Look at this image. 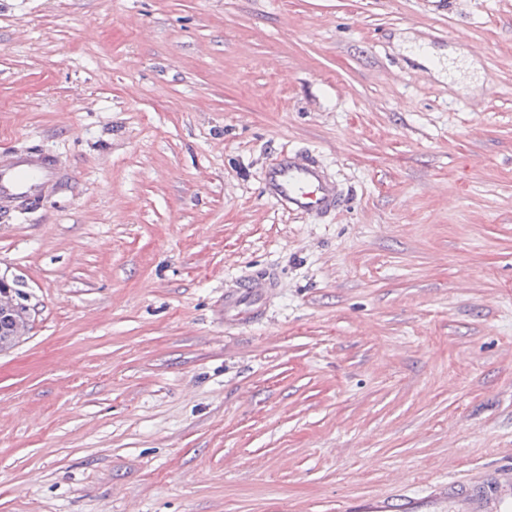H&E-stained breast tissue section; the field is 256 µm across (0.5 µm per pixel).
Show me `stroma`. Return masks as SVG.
<instances>
[{
	"label": "stroma",
	"mask_w": 512,
	"mask_h": 512,
	"mask_svg": "<svg viewBox=\"0 0 512 512\" xmlns=\"http://www.w3.org/2000/svg\"><path fill=\"white\" fill-rule=\"evenodd\" d=\"M429 49L441 75L413 59ZM0 512H498L512 489V0H0ZM318 153L322 222L261 172ZM283 282L224 325V285ZM263 191L280 209L313 221L330 217L346 203L347 194L310 149H282L263 174ZM65 174L54 156L41 150L0 152V220L36 204L51 189L62 184ZM13 292L0 295V305L8 308V313L0 318V348L11 347L29 330L30 318L26 312L14 309L16 302ZM12 309V312H11ZM11 316V317H8ZM395 500L396 504H394ZM399 502L401 503L399 504ZM397 506H401V508H397V510H401L398 512H422L419 510H423L419 508V501L415 498L409 497L404 500L385 496L367 500L355 508L359 510L358 512H396L393 510Z\"/></svg>",
	"instance_id": "1"
}]
</instances>
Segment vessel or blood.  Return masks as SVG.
I'll use <instances>...</instances> for the list:
<instances>
[{"mask_svg": "<svg viewBox=\"0 0 512 512\" xmlns=\"http://www.w3.org/2000/svg\"><path fill=\"white\" fill-rule=\"evenodd\" d=\"M65 178L54 156L40 150L0 152V221L29 209ZM263 191L280 209L320 221L346 203L347 195L309 149L281 150L263 174ZM281 286L278 275L260 268L236 278L224 290V322L229 326L259 321ZM359 512H419V502L378 497L358 506Z\"/></svg>", "mask_w": 512, "mask_h": 512, "instance_id": "obj_1", "label": "vessel or blood"}]
</instances>
